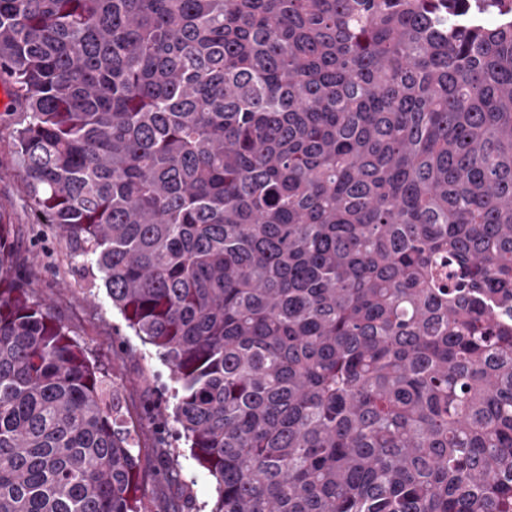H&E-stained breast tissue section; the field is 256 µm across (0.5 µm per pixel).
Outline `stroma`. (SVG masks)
I'll return each instance as SVG.
<instances>
[{
  "label": "stroma",
  "instance_id": "35a3bbf8",
  "mask_svg": "<svg viewBox=\"0 0 512 512\" xmlns=\"http://www.w3.org/2000/svg\"><path fill=\"white\" fill-rule=\"evenodd\" d=\"M17 109L11 101L0 107V212L12 226L18 274L119 389L124 420L138 435L147 512H210L214 482L179 437L170 369L134 336L103 284L84 275L61 231L34 216L12 138Z\"/></svg>",
  "mask_w": 512,
  "mask_h": 512
}]
</instances>
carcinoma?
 Here are the masks:
<instances>
[{
	"label": "carcinoma",
	"instance_id": "carcinoma-1",
	"mask_svg": "<svg viewBox=\"0 0 512 512\" xmlns=\"http://www.w3.org/2000/svg\"><path fill=\"white\" fill-rule=\"evenodd\" d=\"M1 75L211 512H512V0H0ZM11 228L0 512H145Z\"/></svg>",
	"mask_w": 512,
	"mask_h": 512
}]
</instances>
